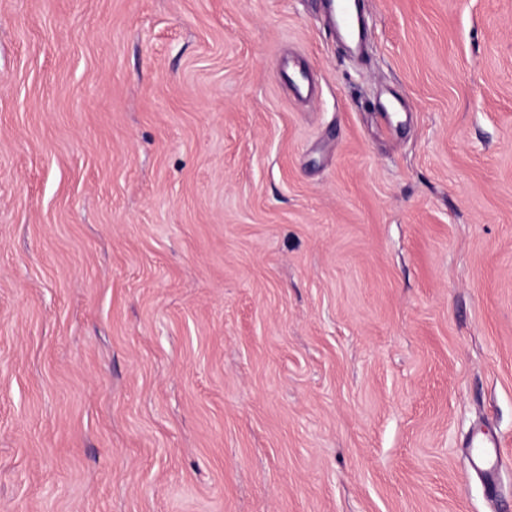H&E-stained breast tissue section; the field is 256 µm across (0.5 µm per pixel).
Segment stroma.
Segmentation results:
<instances>
[{"instance_id":"35a3bbf8","label":"stroma","mask_w":512,"mask_h":512,"mask_svg":"<svg viewBox=\"0 0 512 512\" xmlns=\"http://www.w3.org/2000/svg\"><path fill=\"white\" fill-rule=\"evenodd\" d=\"M363 3L0 0V512H512V0ZM336 27L343 32L344 39L348 42L361 39L357 15L353 14L348 0H338L336 4Z\"/></svg>"}]
</instances>
